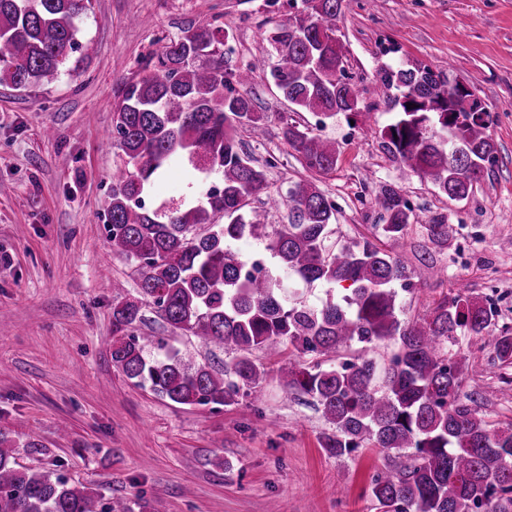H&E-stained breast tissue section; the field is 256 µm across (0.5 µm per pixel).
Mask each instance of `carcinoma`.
Segmentation results:
<instances>
[{
	"label": "carcinoma",
	"instance_id": "obj_1",
	"mask_svg": "<svg viewBox=\"0 0 512 512\" xmlns=\"http://www.w3.org/2000/svg\"><path fill=\"white\" fill-rule=\"evenodd\" d=\"M347 0H302L301 18L276 24L261 55L243 69L224 68L228 34L210 23L191 26L153 55L145 73L125 84L113 117L112 146L124 157L112 173L108 240L137 275L138 296L112 303V364L135 386L183 406H228L266 371L252 355L289 346L297 360L281 369L284 393L312 398L332 429L320 446L346 457L370 445L409 453L412 463L372 477L381 512H512V426L490 423L464 390L460 336L487 340L502 366L512 365V331L492 336L498 312L461 286L422 317L402 322L398 287L409 275L376 242L332 240L336 204L315 183L301 180L284 192L269 189L264 167L239 148L238 131L256 130L247 86L256 71L269 74L294 112L320 117L358 110L360 94L336 48V20ZM91 0H0V85L15 89L51 84L86 50L78 22ZM380 81L395 90V123L382 130L385 148L401 164L450 200L467 198L496 158L491 115L472 112L471 92L429 66L386 67ZM282 138L304 167L335 170L336 142L292 118ZM190 174L218 177V187L196 199L149 207L155 179L173 162ZM285 212L270 230L249 208ZM380 235L399 239L413 210L396 182L379 185L373 199ZM440 246L454 225L439 213L424 225ZM265 242L264 274H246L234 244ZM326 288L311 304L282 274ZM150 307L173 330L207 346L229 349L224 370L186 362L176 350L151 353L153 341L134 334ZM361 354L338 360L341 349ZM393 345L383 363L366 356ZM16 449L0 434V512H115L112 500L34 458L16 462Z\"/></svg>",
	"mask_w": 512,
	"mask_h": 512
}]
</instances>
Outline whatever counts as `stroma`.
Here are the masks:
<instances>
[{"label":"stroma","instance_id":"obj_1","mask_svg":"<svg viewBox=\"0 0 512 512\" xmlns=\"http://www.w3.org/2000/svg\"><path fill=\"white\" fill-rule=\"evenodd\" d=\"M288 0H92L79 26L94 49L76 71L25 90L0 86V432L28 465L39 443L46 467H59L116 500H158L163 512H378L372 475L394 453L363 448L344 458L319 445L327 424L305 395L285 396L279 370L287 356L254 357L266 377L238 403L186 407L134 386L112 365V302L136 294L133 267L113 252L105 214L119 152L102 145L125 84L183 28L224 26L234 51L228 69L269 52L266 35L293 16ZM345 69L361 90L357 112L327 122L340 158L311 177L281 138L292 113L266 73L248 87L266 119L244 131L258 160L275 154L271 190L314 179L338 207L340 240L376 238L371 201L397 179L381 129L396 111L378 81L380 68L426 65L451 70L492 114L497 160L467 199L451 201L418 176L402 182L414 223L384 248L412 279L400 292L408 322L466 284L485 298L498 286L499 326L512 328V0H352L336 23ZM443 213L456 227L446 248L427 238L424 221ZM440 271L420 277L422 264ZM142 335L180 350L185 360L223 369L233 354L171 330L145 309ZM467 385H479L487 420L512 424V367L494 366L493 350L462 337Z\"/></svg>","mask_w":512,"mask_h":512}]
</instances>
